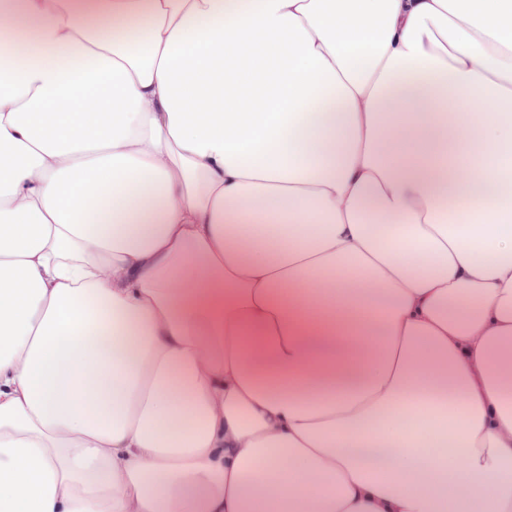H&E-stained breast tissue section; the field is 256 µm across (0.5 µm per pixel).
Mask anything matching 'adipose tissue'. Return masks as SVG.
Returning <instances> with one entry per match:
<instances>
[{
  "label": "adipose tissue",
  "instance_id": "adipose-tissue-1",
  "mask_svg": "<svg viewBox=\"0 0 512 512\" xmlns=\"http://www.w3.org/2000/svg\"><path fill=\"white\" fill-rule=\"evenodd\" d=\"M0 512H512V0L0 8Z\"/></svg>",
  "mask_w": 512,
  "mask_h": 512
}]
</instances>
